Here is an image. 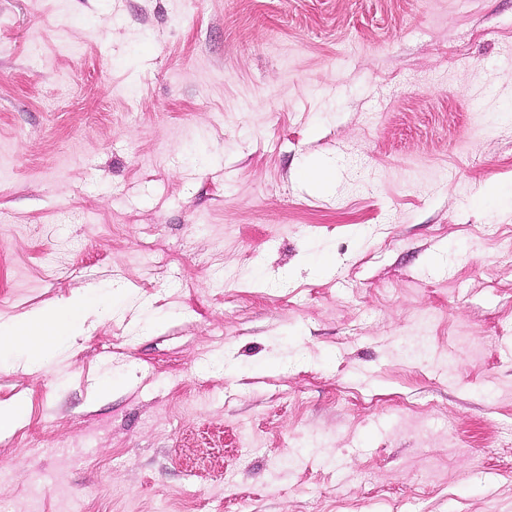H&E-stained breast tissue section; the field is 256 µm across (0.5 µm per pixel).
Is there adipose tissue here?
<instances>
[{
    "mask_svg": "<svg viewBox=\"0 0 512 512\" xmlns=\"http://www.w3.org/2000/svg\"><path fill=\"white\" fill-rule=\"evenodd\" d=\"M92 299L80 296L65 305L41 308L20 320L0 326V362L24 353L31 361L41 362L51 357L59 343L63 329L80 331Z\"/></svg>",
    "mask_w": 512,
    "mask_h": 512,
    "instance_id": "ef3b65f1",
    "label": "adipose tissue"
}]
</instances>
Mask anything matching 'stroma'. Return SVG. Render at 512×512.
<instances>
[{"label": "stroma", "instance_id": "35a3bbf8", "mask_svg": "<svg viewBox=\"0 0 512 512\" xmlns=\"http://www.w3.org/2000/svg\"><path fill=\"white\" fill-rule=\"evenodd\" d=\"M83 293L0 512H512V0H0V324Z\"/></svg>", "mask_w": 512, "mask_h": 512}]
</instances>
